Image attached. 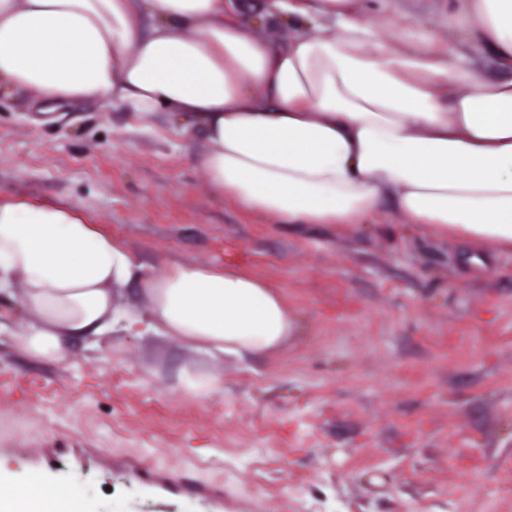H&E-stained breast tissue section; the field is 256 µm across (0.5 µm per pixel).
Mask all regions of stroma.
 Wrapping results in <instances>:
<instances>
[{
  "instance_id": "obj_1",
  "label": "stroma",
  "mask_w": 512,
  "mask_h": 512,
  "mask_svg": "<svg viewBox=\"0 0 512 512\" xmlns=\"http://www.w3.org/2000/svg\"><path fill=\"white\" fill-rule=\"evenodd\" d=\"M355 6L405 49L457 41L448 0ZM0 88V199L79 209L146 271L230 266L276 288L297 320L282 348L210 362L125 332L66 362L0 337V459L30 448L102 506L135 490L124 467L219 491L202 512H512V252L407 225L393 202L372 223L290 226L212 194L201 128L172 113L142 127L118 105L44 113ZM223 388L193 397L182 368Z\"/></svg>"
}]
</instances>
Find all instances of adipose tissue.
I'll return each mask as SVG.
<instances>
[{
	"label": "adipose tissue",
	"instance_id": "1",
	"mask_svg": "<svg viewBox=\"0 0 512 512\" xmlns=\"http://www.w3.org/2000/svg\"><path fill=\"white\" fill-rule=\"evenodd\" d=\"M448 17L463 45L414 51L382 40L353 0H0V85L118 104L145 126L161 111L199 125L210 189L254 215L366 224L389 200L407 224L512 252V0H448ZM257 19L295 31L261 39ZM474 51L508 78L482 80ZM135 279L143 315L118 302ZM0 300L16 311L0 335L47 362L118 330L212 359L276 350L296 330L258 278L197 264L144 273L80 212L26 199L0 200ZM13 494L86 496L36 476Z\"/></svg>",
	"mask_w": 512,
	"mask_h": 512
}]
</instances>
